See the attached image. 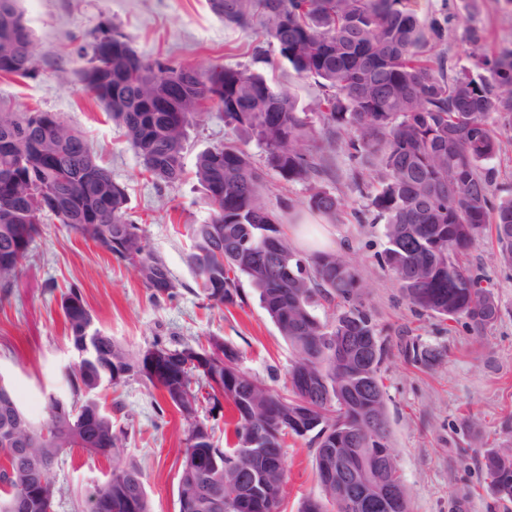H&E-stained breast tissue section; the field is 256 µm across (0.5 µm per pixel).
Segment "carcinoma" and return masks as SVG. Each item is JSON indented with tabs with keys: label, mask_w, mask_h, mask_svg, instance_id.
Instances as JSON below:
<instances>
[{
	"label": "carcinoma",
	"mask_w": 512,
	"mask_h": 512,
	"mask_svg": "<svg viewBox=\"0 0 512 512\" xmlns=\"http://www.w3.org/2000/svg\"><path fill=\"white\" fill-rule=\"evenodd\" d=\"M211 10L230 28L260 25L290 72L312 79L321 89L316 103L320 126L300 116L288 86L272 84L246 65L207 70L149 61L131 47L120 28L107 25L90 48L79 81L118 125L137 154L142 171L165 185L185 177L183 143L188 128L210 103L224 119L250 129L263 146L266 165L257 166L235 142L201 151L194 177L209 218L188 225L190 265L206 307L222 308L243 300L242 281L258 293L262 308L291 348L288 387L277 392L244 371L236 349L219 336L206 343L184 342L175 348L155 343L138 354L96 330L89 360L69 370L76 413L57 412L49 397L39 424L21 420L22 410L9 388L0 385V512L32 485L51 475L61 451L80 448L91 456L111 457L119 448L112 414L98 391L142 376L161 392L165 404L181 415L183 460L177 496L194 495V512H280L286 482L283 453L288 437L312 436L317 444L316 476L325 501L307 499L299 512H371L336 489L332 454L343 455L380 486L405 487L398 467L385 474L380 462H396L388 445L381 367L388 349L370 313L359 302L360 275L343 251L310 255L291 242L282 219L266 194L274 172L288 183H301L308 195L302 205L325 217L339 214L342 202L319 185L326 174L323 157L305 148L322 136H335L349 159L379 157V189L371 199L375 218L385 221L388 247L384 264L405 297L418 309L442 319L464 318L475 334L500 316V305L484 277L473 274L462 257L480 241L497 244L498 261L512 268V197L497 199L495 172L484 163L502 149L492 116L512 127V50L494 56L473 54V70L447 73L445 57L435 48L448 39L457 15L420 25L410 0H209ZM35 36L20 0H0V75L36 79ZM41 111L19 112L0 105V287L18 286L24 262L53 217L83 239L107 245L122 239L115 257L138 273L150 297L174 295L177 284L151 251L141 227L128 212L126 186L100 166L83 134L61 123L46 128ZM90 170L91 188L74 174ZM54 189L69 204L62 218L38 199L10 211L16 196L33 188ZM112 188V221L97 224L99 194ZM277 252L288 258V272L271 270L262 258ZM334 308L321 320L320 307ZM70 334L91 320L80 290L61 298ZM334 336L374 338L378 357L362 363L341 356ZM404 357L432 367L444 350L413 340ZM233 412L232 437L221 448L215 426L202 424ZM381 418L379 432L366 430L370 412ZM264 449L273 466L270 485L256 496L246 488L253 461L244 449ZM481 464L490 491L512 503V446L488 448ZM110 507L103 512H151L144 474L135 464H118L94 488Z\"/></svg>",
	"instance_id": "1"
}]
</instances>
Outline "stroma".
<instances>
[{
    "label": "stroma",
    "mask_w": 512,
    "mask_h": 512,
    "mask_svg": "<svg viewBox=\"0 0 512 512\" xmlns=\"http://www.w3.org/2000/svg\"><path fill=\"white\" fill-rule=\"evenodd\" d=\"M411 3L420 22L448 7L484 30L488 52L512 48V0ZM21 6L37 38L40 75L35 80L0 76V101L18 111L57 113L83 132L99 163L127 186L131 213L178 288L176 297L152 301L133 268L118 264L107 250L65 225L47 221L18 288L0 289V380L36 422L44 416L48 397L72 400L65 373L78 353L65 329L60 302L75 284L96 327L129 350L142 352L157 341L174 348L219 336L239 352L244 370L283 390L292 352L254 290L243 285L242 303L204 308L188 261L186 227L209 217L193 176L197 153L232 140L243 144L260 166L265 159L262 146L228 124L218 108H209L191 127L184 145L186 179L174 186L156 183L142 175L135 152L76 76L85 64L78 47L92 42L103 25L120 26L147 59L166 58L199 69L253 64L252 49L262 43V36L226 28L208 0H22ZM255 66L266 78L288 85L300 111L314 115L320 91L313 81L290 76L273 50L266 62ZM321 148L330 166L322 184L343 199L341 220L326 221L300 208L299 200L307 195L300 183L270 176L269 197L295 201L289 223L324 224L329 248L344 247L359 269L361 301L389 350L382 368L389 444L397 452L411 512H504L493 505L480 459L484 449L512 442V269L500 265L488 242L466 257L474 272L490 278L501 307L498 321L481 334L470 332L463 321L420 312L383 263L384 223L356 220L370 203L353 188L360 164L336 145L325 142ZM410 339L444 349L443 359L431 368L406 361L401 349ZM101 397L103 405H120L112 422L122 446L109 459L77 448L64 455L52 476L58 490L55 512H85L89 492L106 481L113 465L126 463L141 467L151 512H178L177 476L184 447L178 414L160 408L159 392L137 375L119 387H105ZM315 456L316 446L309 439L288 438L283 512H298L305 499H322Z\"/></svg>",
    "instance_id": "35a3bbf8"
}]
</instances>
